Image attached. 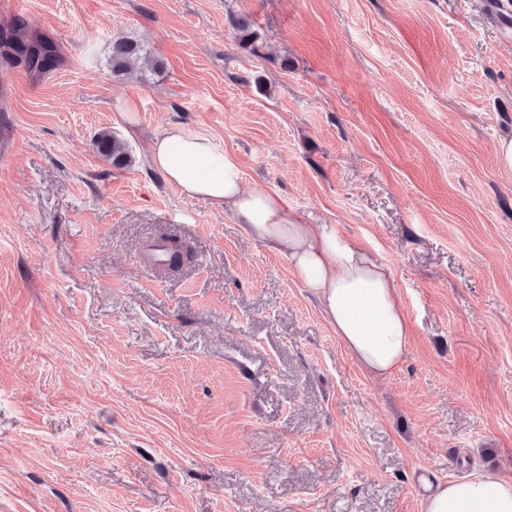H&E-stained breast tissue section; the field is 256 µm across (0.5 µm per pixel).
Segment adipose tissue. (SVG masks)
I'll return each mask as SVG.
<instances>
[{"label": "adipose tissue", "instance_id": "1", "mask_svg": "<svg viewBox=\"0 0 512 512\" xmlns=\"http://www.w3.org/2000/svg\"><path fill=\"white\" fill-rule=\"evenodd\" d=\"M148 162L186 195L230 212L256 241L279 251L314 292L351 354L372 374L394 372L410 342L409 324L388 269L332 224H301L280 196L248 192L235 157L210 139L172 126L155 136ZM422 512H512V481L478 476L429 489Z\"/></svg>", "mask_w": 512, "mask_h": 512}]
</instances>
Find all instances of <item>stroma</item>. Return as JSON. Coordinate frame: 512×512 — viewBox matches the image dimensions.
<instances>
[{"label": "stroma", "mask_w": 512, "mask_h": 512, "mask_svg": "<svg viewBox=\"0 0 512 512\" xmlns=\"http://www.w3.org/2000/svg\"><path fill=\"white\" fill-rule=\"evenodd\" d=\"M512 0H26L0 67V512H421L512 481ZM246 18L254 46L232 22ZM149 53L113 75L112 42ZM177 125L385 265L377 377L286 260L149 165ZM129 147L117 167L102 130ZM168 236L180 272L140 261ZM0 58L4 63L22 59L30 70L42 73L58 66L61 53L51 39L32 31L27 20L15 17L0 30ZM94 146L100 156L111 160L115 166H122L130 160L126 145L109 130L98 133ZM421 512H512V481L477 476L429 488Z\"/></svg>", "instance_id": "1"}]
</instances>
